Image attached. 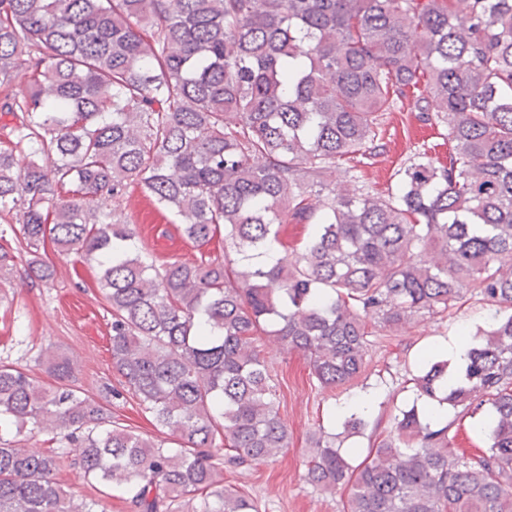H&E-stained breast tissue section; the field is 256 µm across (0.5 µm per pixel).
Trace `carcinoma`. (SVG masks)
<instances>
[{"label":"carcinoma","mask_w":512,"mask_h":512,"mask_svg":"<svg viewBox=\"0 0 512 512\" xmlns=\"http://www.w3.org/2000/svg\"><path fill=\"white\" fill-rule=\"evenodd\" d=\"M405 110L447 129L448 161L408 159L383 197L353 171ZM0 113V214L20 224L0 239L19 235L44 283L47 241L99 260L112 396L175 441L112 421L50 348L52 388L0 364V512H104L55 481L64 451L7 440L28 427L59 431L132 512H262L224 485V465L289 445L262 337L334 390L365 371L370 336L469 297L512 309V0H0ZM135 188L186 239L222 232L239 258L119 248ZM286 224L313 225L302 250ZM480 333L441 401L491 406L487 449L458 452L411 407L353 465L341 448L366 422L352 414L319 430L308 481L345 491L344 512H512V314ZM447 371L427 361L419 395L436 398Z\"/></svg>","instance_id":"obj_1"}]
</instances>
